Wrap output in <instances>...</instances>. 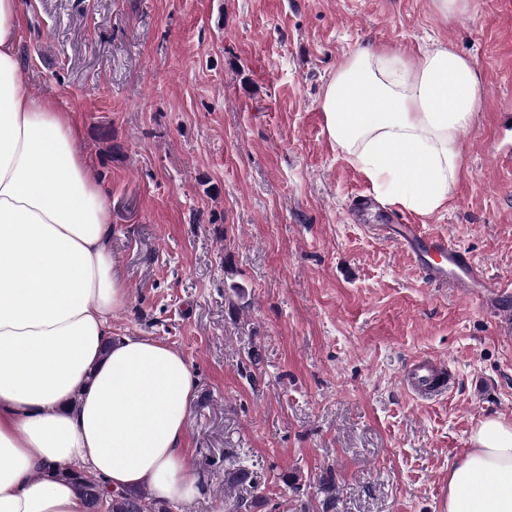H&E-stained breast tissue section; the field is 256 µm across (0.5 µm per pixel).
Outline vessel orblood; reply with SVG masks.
<instances>
[{
  "label": "vessel or blood",
  "mask_w": 512,
  "mask_h": 512,
  "mask_svg": "<svg viewBox=\"0 0 512 512\" xmlns=\"http://www.w3.org/2000/svg\"><path fill=\"white\" fill-rule=\"evenodd\" d=\"M369 230L406 253L434 287L471 294L486 285L481 268L447 236L425 232L420 225L399 219L370 225ZM446 371L444 360L419 357L405 368L402 383L417 399L432 400L443 390L440 379Z\"/></svg>",
  "instance_id": "1"
}]
</instances>
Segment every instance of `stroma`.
<instances>
[{
	"mask_svg": "<svg viewBox=\"0 0 512 512\" xmlns=\"http://www.w3.org/2000/svg\"><path fill=\"white\" fill-rule=\"evenodd\" d=\"M19 24L30 93L72 112L106 193L115 330L196 380L199 492L172 512H224L238 466L247 512H443L472 430L512 416V332L366 227L404 213L512 291V0H19ZM437 43L483 90L448 205L354 215L376 189L326 131V86L358 48ZM417 356L448 366L436 400L400 382Z\"/></svg>",
	"mask_w": 512,
	"mask_h": 512,
	"instance_id": "obj_1",
	"label": "stroma"
}]
</instances>
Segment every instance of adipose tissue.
I'll list each match as a JSON object with an SVG mask.
<instances>
[{"label":"adipose tissue","instance_id":"adipose-tissue-1","mask_svg":"<svg viewBox=\"0 0 512 512\" xmlns=\"http://www.w3.org/2000/svg\"><path fill=\"white\" fill-rule=\"evenodd\" d=\"M18 16V0H0V512H87L64 467L115 492L191 498V367L165 343L112 333L128 291L104 190L71 113L25 88ZM481 103L472 62L441 44L414 60L354 51L322 109L386 199L430 214L450 197ZM470 443L448 470L444 512H512V417L485 418Z\"/></svg>","mask_w":512,"mask_h":512}]
</instances>
